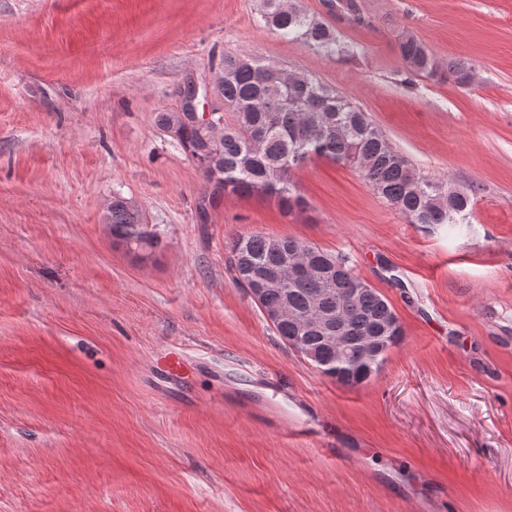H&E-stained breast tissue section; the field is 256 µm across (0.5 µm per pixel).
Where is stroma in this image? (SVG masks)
Returning a JSON list of instances; mask_svg holds the SVG:
<instances>
[{"label": "stroma", "mask_w": 512, "mask_h": 512, "mask_svg": "<svg viewBox=\"0 0 512 512\" xmlns=\"http://www.w3.org/2000/svg\"><path fill=\"white\" fill-rule=\"evenodd\" d=\"M292 2L355 56L274 34L262 0H0V512H512V0ZM405 34L472 82L412 73ZM242 53L367 112L471 191L468 223H408L324 158L292 173L305 210H200L156 117L190 83L222 107ZM118 193L151 261L112 242ZM245 232L349 257L403 327L377 372L341 385L277 336L226 264ZM107 224H110L114 242L126 247L129 252L137 249L139 244L146 245L151 251L156 252L160 245L159 234L153 229H148L142 210L119 194L112 199Z\"/></svg>", "instance_id": "1"}]
</instances>
